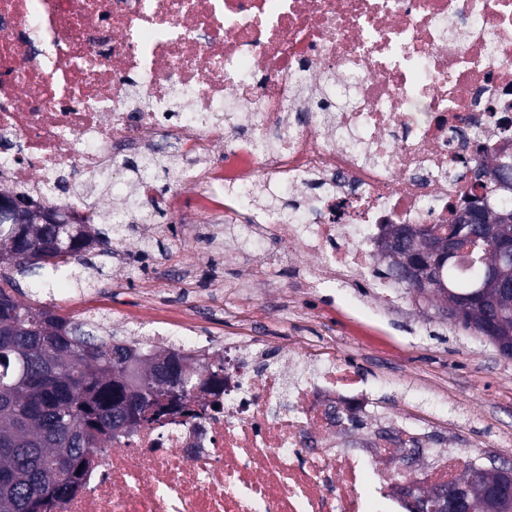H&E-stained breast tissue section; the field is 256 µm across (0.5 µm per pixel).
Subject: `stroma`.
<instances>
[{"instance_id":"35a3bbf8","label":"stroma","mask_w":512,"mask_h":512,"mask_svg":"<svg viewBox=\"0 0 512 512\" xmlns=\"http://www.w3.org/2000/svg\"><path fill=\"white\" fill-rule=\"evenodd\" d=\"M139 247L126 287H114L117 270L110 257L99 256L82 280L48 284L38 270L22 279L21 290L25 299L49 303L76 322L94 315L140 316L141 333L151 334L157 323L180 320L187 297L176 286L158 285L178 260L169 237L143 239ZM192 248L212 254L195 281L196 293L206 294L215 280L225 285L223 314L205 323L215 339L247 322L273 347L302 341L319 356L335 346L336 357L355 367L380 410L428 433L430 446L414 455L411 469L450 451L475 461L492 455L512 465V359L456 329L433 299L414 301L403 288L396 303L382 306L369 288H323L304 310L293 287L298 258L279 264L275 284L254 285L245 299L235 291L242 275L236 258L212 251L203 233Z\"/></svg>"}]
</instances>
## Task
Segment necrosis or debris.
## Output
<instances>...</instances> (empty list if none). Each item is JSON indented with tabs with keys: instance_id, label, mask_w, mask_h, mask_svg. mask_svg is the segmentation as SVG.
<instances>
[{
	"instance_id": "1",
	"label": "necrosis or debris",
	"mask_w": 512,
	"mask_h": 512,
	"mask_svg": "<svg viewBox=\"0 0 512 512\" xmlns=\"http://www.w3.org/2000/svg\"><path fill=\"white\" fill-rule=\"evenodd\" d=\"M131 155L198 159L167 205L191 193L252 257L245 283L272 249L309 257L303 287L368 274L392 301L374 274L387 225L450 223L473 172L512 155V0H0V189L108 224L126 196L153 200ZM282 194L293 205L271 217ZM195 316L152 344L210 362ZM193 408L106 444L59 512H411L404 485L461 467L400 473L411 426L351 452L366 390L298 347L227 340L224 387Z\"/></svg>"
}]
</instances>
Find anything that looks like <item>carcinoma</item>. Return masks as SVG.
I'll list each match as a JSON object with an SVG mask.
<instances>
[{"label":"carcinoma","instance_id":"1","mask_svg":"<svg viewBox=\"0 0 512 512\" xmlns=\"http://www.w3.org/2000/svg\"><path fill=\"white\" fill-rule=\"evenodd\" d=\"M12 211L0 213V512H51L67 500L89 468L92 454L121 435L115 429L158 423L173 412L192 414L196 371L181 353L166 349L143 359L138 342L120 341L93 320L75 323L47 303L17 297L16 276L38 268L50 277L75 276L74 265L92 264V253H110L111 238L95 224H21L32 217L13 196ZM441 224L414 229L392 225L383 264L388 278L400 275L412 256V240L442 233ZM459 271L443 261L432 296L443 307H464L463 330L512 349V294L484 276L496 252ZM504 468L481 466L472 492L474 512H499L486 493Z\"/></svg>","mask_w":512,"mask_h":512}]
</instances>
